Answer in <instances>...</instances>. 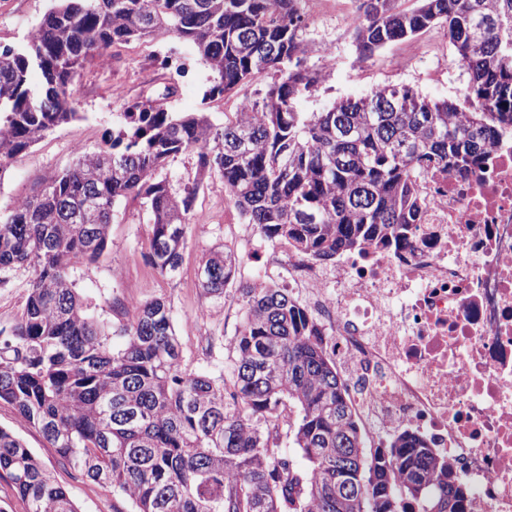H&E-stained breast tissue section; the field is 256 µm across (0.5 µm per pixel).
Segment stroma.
Instances as JSON below:
<instances>
[{"label": "stroma", "mask_w": 512, "mask_h": 512, "mask_svg": "<svg viewBox=\"0 0 512 512\" xmlns=\"http://www.w3.org/2000/svg\"><path fill=\"white\" fill-rule=\"evenodd\" d=\"M51 5V0H0V46L23 43ZM348 7V0H322L309 27L311 63L321 64L324 49L331 43L336 46V62L329 81L298 100V111L319 112L335 100L387 84H409L436 99L459 97L465 77L461 69L448 63L449 48L442 29L394 42L363 63L357 59L352 32L341 22L340 15ZM172 83L178 86L177 94L163 97L164 88ZM209 86L205 66L189 47L171 37L109 48L85 66L74 88L81 120L47 133L0 171V210L29 195L40 178L73 165V139H81L86 150H96L104 136L117 127L128 101L151 98L167 111L205 112L220 124L225 113L235 111L239 98L254 95L253 87L246 86L238 97L208 99L204 93ZM165 172L175 189L198 188L189 215L193 230L182 253L179 275L167 279L152 267L151 227L138 208L131 207L112 224L104 253L75 268L71 278L78 293L106 321L116 318L113 299H166L173 310L185 365L219 370L231 354L243 310L235 286H228L219 299L203 293L198 285L202 257L218 246L231 248L241 281L257 276L271 284L280 283L281 266L271 258V242L257 236L247 243L241 241L244 219L218 172L199 171L191 154L171 160ZM28 279L27 271L17 270L0 281V328L10 327L19 317ZM202 312L207 318L201 322L197 316ZM0 427L24 441L55 482L72 495L81 512H112L117 500L111 488L77 475L9 405L0 404Z\"/></svg>", "instance_id": "35a3bbf8"}]
</instances>
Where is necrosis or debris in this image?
Listing matches in <instances>:
<instances>
[{"label":"necrosis or debris","mask_w":512,"mask_h":512,"mask_svg":"<svg viewBox=\"0 0 512 512\" xmlns=\"http://www.w3.org/2000/svg\"><path fill=\"white\" fill-rule=\"evenodd\" d=\"M417 187L407 243L329 271L291 253L285 280L331 336L375 440L419 432L455 459L468 512H512V135Z\"/></svg>","instance_id":"necrosis-or-debris-1"}]
</instances>
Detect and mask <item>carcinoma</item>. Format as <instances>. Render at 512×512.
<instances>
[{"label": "carcinoma", "mask_w": 512, "mask_h": 512, "mask_svg": "<svg viewBox=\"0 0 512 512\" xmlns=\"http://www.w3.org/2000/svg\"><path fill=\"white\" fill-rule=\"evenodd\" d=\"M356 2L358 61L442 27L451 63L467 74L463 101L389 85L297 111L328 80L309 64L303 0H56L23 46L0 49V167L80 119L77 77L116 44L175 37L209 69L211 98L261 85V103L222 125L133 100L97 150L76 152L0 214V273L30 272L21 315L0 331V403L133 512H409L410 502L466 512L468 485L420 435L367 447L330 336L286 285L238 289L243 320L227 373L216 375L184 366L167 300H117L124 319L104 322L71 280L103 254L130 205L151 226L153 267L176 276L197 187L179 194L162 172L187 152L224 177L245 223L286 253L323 265L405 241L420 221L415 177L465 171L512 131V0ZM236 276L226 247L202 260L199 285L221 297ZM284 435L295 454L279 447ZM0 472L27 512H80L2 427Z\"/></svg>", "instance_id": "obj_1"}]
</instances>
